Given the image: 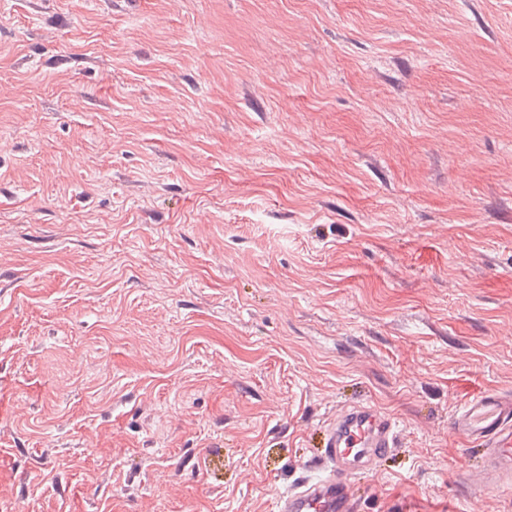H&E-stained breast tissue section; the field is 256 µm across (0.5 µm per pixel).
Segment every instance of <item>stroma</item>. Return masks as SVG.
I'll return each mask as SVG.
<instances>
[{
  "label": "stroma",
  "instance_id": "1",
  "mask_svg": "<svg viewBox=\"0 0 512 512\" xmlns=\"http://www.w3.org/2000/svg\"><path fill=\"white\" fill-rule=\"evenodd\" d=\"M512 0H0V512H512ZM460 439L484 449L485 485L512 486V397L487 391L471 399L450 422ZM398 420L369 402L354 404L336 414L326 430L318 460L326 474L302 480L275 499V512H360L349 493L350 478L372 470L396 448Z\"/></svg>",
  "mask_w": 512,
  "mask_h": 512
}]
</instances>
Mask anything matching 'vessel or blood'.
<instances>
[{
    "instance_id": "b4317fda",
    "label": "vessel or blood",
    "mask_w": 512,
    "mask_h": 512,
    "mask_svg": "<svg viewBox=\"0 0 512 512\" xmlns=\"http://www.w3.org/2000/svg\"><path fill=\"white\" fill-rule=\"evenodd\" d=\"M460 439L483 448L485 483L512 486V396L487 391L471 399L450 422ZM398 421L369 402L337 413L327 427L317 464L326 474L303 480L275 499L274 512H360L350 478L372 470L396 446Z\"/></svg>"
}]
</instances>
